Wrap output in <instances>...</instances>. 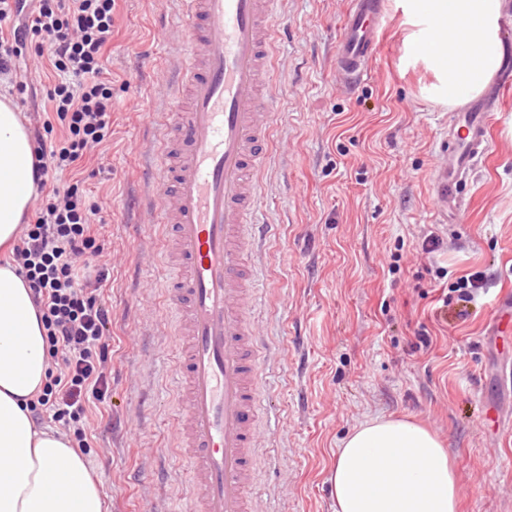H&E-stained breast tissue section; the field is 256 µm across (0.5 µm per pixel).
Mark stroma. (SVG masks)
Segmentation results:
<instances>
[{
    "label": "stroma",
    "mask_w": 512,
    "mask_h": 512,
    "mask_svg": "<svg viewBox=\"0 0 512 512\" xmlns=\"http://www.w3.org/2000/svg\"><path fill=\"white\" fill-rule=\"evenodd\" d=\"M349 0H281V100L272 169L262 178L272 307L257 329L279 354L265 372L275 416L262 429L257 481L265 512H335L330 470L342 440L375 416L435 432L458 476L460 512H512V344L492 342L485 310L512 293V104L495 114L477 164L446 223L432 215L440 131L451 108L423 93L432 77L401 62L408 27L394 12L367 79L336 75V25ZM177 0H117L105 67L112 132L82 187L100 208L108 272L112 393L86 454L106 512H158L176 404L160 384L175 353L155 275L160 253L145 206L154 157L152 113L165 111L169 72L188 35ZM442 245L423 253L422 242ZM483 272L468 314H443L457 277ZM432 337L417 348L418 330ZM507 416L486 432L489 407Z\"/></svg>",
    "instance_id": "1"
}]
</instances>
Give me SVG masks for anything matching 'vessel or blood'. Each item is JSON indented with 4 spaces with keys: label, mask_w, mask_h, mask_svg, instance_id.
Returning <instances> with one entry per match:
<instances>
[{
    "label": "vessel or blood",
    "mask_w": 512,
    "mask_h": 512,
    "mask_svg": "<svg viewBox=\"0 0 512 512\" xmlns=\"http://www.w3.org/2000/svg\"><path fill=\"white\" fill-rule=\"evenodd\" d=\"M189 35L177 65L153 206L162 219L176 362L165 383L178 401L177 448L187 460V512H258L253 462L267 421L266 360L256 331L268 302L253 266L269 239L260 178L272 154L277 97L268 87L279 0H178ZM387 0H349L337 27L336 70L347 85L370 73ZM493 113L474 104L439 137V213L455 207L459 174L490 151Z\"/></svg>",
    "instance_id": "1"
}]
</instances>
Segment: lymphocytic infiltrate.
Wrapping results in <instances>:
<instances>
[{
    "mask_svg": "<svg viewBox=\"0 0 512 512\" xmlns=\"http://www.w3.org/2000/svg\"><path fill=\"white\" fill-rule=\"evenodd\" d=\"M114 6L115 0H0V74H10L31 49L57 75L46 91L48 117L34 133L37 202L11 256L28 283L53 365L28 408L34 419L47 414L71 429L82 451L90 446L89 409L110 388L111 319L101 300L107 274L96 265L103 251L99 207L59 175L91 158L112 128V80L103 60Z\"/></svg>",
    "mask_w": 512,
    "mask_h": 512,
    "instance_id": "f902f5d3",
    "label": "lymphocytic infiltrate"
}]
</instances>
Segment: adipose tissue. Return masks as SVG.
Here are the masks:
<instances>
[{"label":"adipose tissue","instance_id":"ef3b65f1","mask_svg":"<svg viewBox=\"0 0 512 512\" xmlns=\"http://www.w3.org/2000/svg\"><path fill=\"white\" fill-rule=\"evenodd\" d=\"M412 27L407 64H424L433 96L455 107L481 95L506 53L502 0H395ZM34 152L8 96H0V247L10 250L33 205ZM44 328L29 288L0 265V512H104L100 483L69 440L39 427L24 407L48 369ZM336 512H458L456 473L438 438L406 419L355 427L332 465Z\"/></svg>","mask_w":512,"mask_h":512}]
</instances>
